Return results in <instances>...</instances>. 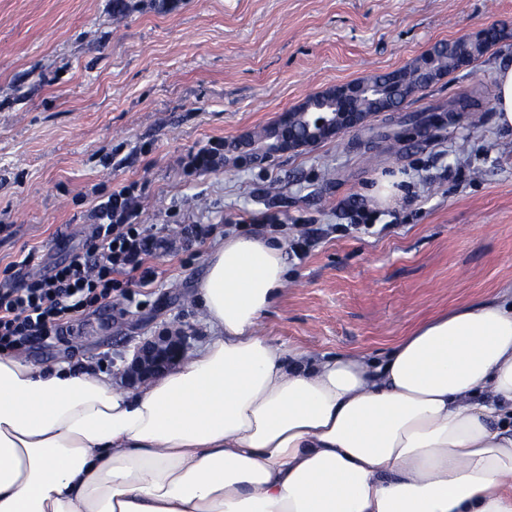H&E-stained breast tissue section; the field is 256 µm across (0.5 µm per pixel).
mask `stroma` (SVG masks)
Masks as SVG:
<instances>
[{
	"mask_svg": "<svg viewBox=\"0 0 512 512\" xmlns=\"http://www.w3.org/2000/svg\"><path fill=\"white\" fill-rule=\"evenodd\" d=\"M0 0V270L48 274L91 233L97 190L136 183L141 223L214 224L204 245L155 260L134 301L86 313L27 358L112 373L115 354L176 321L211 330L195 297L229 230L297 239L288 284L259 334L315 357H385L419 321L512 296V136L495 117V69L512 38L353 132L249 164L188 168L325 90L409 66L436 42L512 25V0ZM471 96L475 111H458ZM427 113L422 124L410 115ZM405 193L376 207L380 174ZM372 213L371 228L355 225ZM37 258L23 265L28 252Z\"/></svg>",
	"mask_w": 512,
	"mask_h": 512,
	"instance_id": "35a3bbf8",
	"label": "stroma"
}]
</instances>
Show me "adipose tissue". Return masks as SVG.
I'll list each match as a JSON object with an SVG mask.
<instances>
[{"mask_svg":"<svg viewBox=\"0 0 512 512\" xmlns=\"http://www.w3.org/2000/svg\"><path fill=\"white\" fill-rule=\"evenodd\" d=\"M286 249L224 237L195 292L213 336L138 391L0 355V512H512V306L313 358L256 330Z\"/></svg>","mask_w":512,"mask_h":512,"instance_id":"obj_1","label":"adipose tissue"}]
</instances>
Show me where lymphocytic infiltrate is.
Segmentation results:
<instances>
[{
  "mask_svg": "<svg viewBox=\"0 0 512 512\" xmlns=\"http://www.w3.org/2000/svg\"><path fill=\"white\" fill-rule=\"evenodd\" d=\"M135 185L113 188L94 207L95 224L82 249L48 276L14 283L0 278V353H22L27 344L73 330L83 314L118 296L153 284L151 259L204 244L211 225L180 224L166 233L138 221Z\"/></svg>",
  "mask_w": 512,
  "mask_h": 512,
  "instance_id": "f902f5d3",
  "label": "lymphocytic infiltrate"
}]
</instances>
